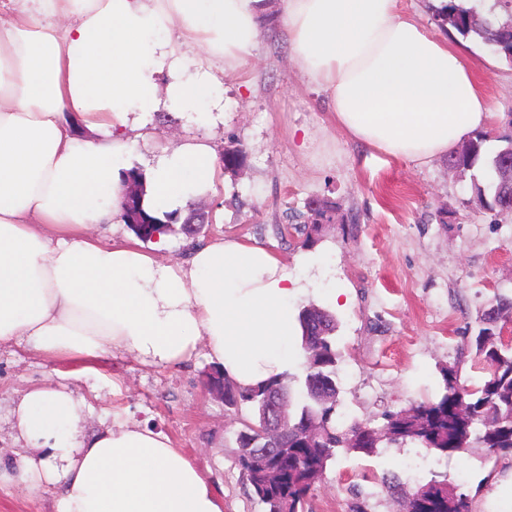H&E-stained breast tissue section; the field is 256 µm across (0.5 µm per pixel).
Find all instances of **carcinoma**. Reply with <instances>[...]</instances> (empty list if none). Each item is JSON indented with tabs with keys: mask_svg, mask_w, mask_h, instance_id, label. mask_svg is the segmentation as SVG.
<instances>
[{
	"mask_svg": "<svg viewBox=\"0 0 512 512\" xmlns=\"http://www.w3.org/2000/svg\"><path fill=\"white\" fill-rule=\"evenodd\" d=\"M435 21L444 31L471 37L490 47L499 56L512 60V14L500 18L479 4L448 0L435 9ZM499 146L489 151L487 137L468 141L466 149L448 156V168L461 175L470 174L473 202L498 217L512 214V182L501 172V165L512 159V137L496 138ZM248 161L246 149L237 144L224 149V171L236 174ZM140 215L144 223H133ZM336 205L324 200L317 209L290 214L294 230L304 236V245L316 242L323 221L335 218ZM175 213L161 220L147 213L143 202L136 209L124 206L123 218L142 241L164 232H182L172 224ZM512 316V298L498 296L479 316L477 334L463 346L475 361L484 365L480 384L468 388L460 384L458 371L441 369L442 382L434 398L409 409L388 411L382 425L353 420L337 422L340 405L341 352L336 345L335 317L311 304L300 310L301 348L304 352L303 377L289 373L250 389L230 383L218 367L208 374L211 389L224 390V405L230 409L246 407L250 416L241 420L236 433L240 448L238 464L251 497L262 512H305V499L312 486L325 474L338 454L374 456L380 448L412 444L427 454L446 459L462 448L477 445L490 453L512 451V346L502 340L499 322ZM301 383L296 405L286 403L281 414L288 426L287 451L280 461L246 456V448L260 444L251 425L257 422L256 405L270 387L293 392ZM380 487L397 499L401 512H470L468 497L456 491L448 480L432 479L408 489L397 476H383Z\"/></svg>",
	"mask_w": 512,
	"mask_h": 512,
	"instance_id": "cac0c4a2",
	"label": "carcinoma"
}]
</instances>
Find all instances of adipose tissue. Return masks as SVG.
<instances>
[{"mask_svg": "<svg viewBox=\"0 0 512 512\" xmlns=\"http://www.w3.org/2000/svg\"><path fill=\"white\" fill-rule=\"evenodd\" d=\"M265 2L0 0V344L158 367L203 345L242 388L296 363L292 302L307 283L273 250L228 236L165 263L166 235L146 250L90 233L122 221L143 113L197 127L145 173L154 215L223 186L210 132L225 78L249 65ZM283 2L293 66L351 139L425 165L488 126L472 63L399 0ZM12 428L39 452L11 470L30 488L54 487L57 512H224L170 438L135 424L87 431L67 386L27 389Z\"/></svg>", "mask_w": 512, "mask_h": 512, "instance_id": "ef3b65f1", "label": "adipose tissue"}]
</instances>
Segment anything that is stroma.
Instances as JSON below:
<instances>
[{"instance_id":"obj_1","label":"stroma","mask_w":512,"mask_h":512,"mask_svg":"<svg viewBox=\"0 0 512 512\" xmlns=\"http://www.w3.org/2000/svg\"><path fill=\"white\" fill-rule=\"evenodd\" d=\"M262 34L250 57L251 90L226 81L228 109L218 126V147L243 144L248 165L225 174L218 195L193 200L209 222L197 243L233 235L272 249L297 270L303 237L276 235L287 210L307 199L336 204L314 245L329 261L331 278L300 294L296 307H328L331 288H346L351 302L337 311L343 353L341 410L348 418L380 423L432 396L440 370L455 365L462 384H477L480 364L461 352L476 321L496 295L512 297V215L493 218L471 203L468 179L446 158L427 166L396 160L351 140L330 123L326 100L308 87L290 60L281 34L282 0H269ZM451 46L474 64L504 132L512 121V63L481 42L452 33ZM153 139L135 143L129 161L146 168L190 126L179 115L152 117ZM312 133L303 141L299 129ZM211 361L198 348L185 362L157 368L131 357L84 369L82 362L51 361L24 346L0 345V455L29 452L14 439L9 411L34 385L65 384L85 401L86 425L99 430L130 421L166 434L203 471L224 499V512H258L237 465L238 417L207 385ZM469 498L471 512H504L512 505V453L480 448L450 461L412 447L373 457H339L310 490L305 512H396L378 494L376 476L398 474L406 486L433 473ZM55 493L28 492L16 479L0 481V512H55Z\"/></svg>"}]
</instances>
